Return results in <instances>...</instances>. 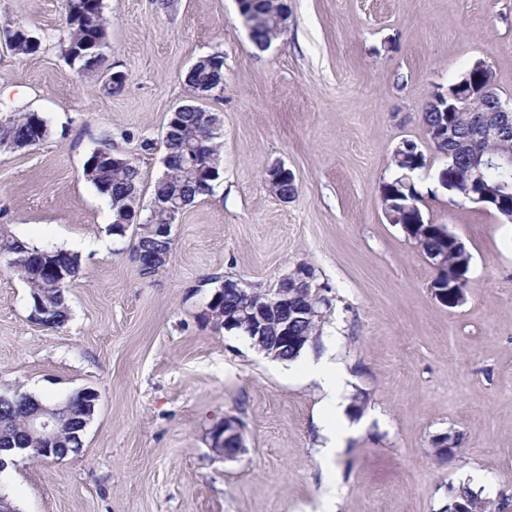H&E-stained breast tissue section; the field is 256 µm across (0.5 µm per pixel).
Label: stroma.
Returning a JSON list of instances; mask_svg holds the SVG:
<instances>
[{"label": "stroma", "mask_w": 512, "mask_h": 512, "mask_svg": "<svg viewBox=\"0 0 512 512\" xmlns=\"http://www.w3.org/2000/svg\"><path fill=\"white\" fill-rule=\"evenodd\" d=\"M104 4L106 62L87 76L64 52L65 0H0V27L40 39L27 56L0 43V112H36L52 128L0 151V228L80 260L57 329L34 321L27 288L0 265V389L98 395L82 450L18 459L0 493L18 512H444L464 482L488 512H512V224L450 201L447 159L422 122L432 96L479 61L512 98V0H288L265 48L236 0ZM216 52L224 91L200 105L221 120L220 175L147 278L84 165L111 136L151 195L169 117L192 100L186 75ZM116 71L127 81L112 93ZM405 140L426 157L415 176L425 220L472 256L455 308L435 299L436 268L385 214ZM276 163L295 177L285 202L264 182ZM299 263L332 300L318 349L285 366L214 324L211 278L265 291ZM324 358L342 368L344 402L367 398L345 413L331 457L322 430L334 413L304 379ZM227 417L245 446L233 461L210 447ZM445 433L462 438L447 463L434 454Z\"/></svg>", "instance_id": "obj_1"}]
</instances>
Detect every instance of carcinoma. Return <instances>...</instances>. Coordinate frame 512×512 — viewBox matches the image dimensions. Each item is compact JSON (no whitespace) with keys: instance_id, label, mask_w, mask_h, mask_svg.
Here are the masks:
<instances>
[{"instance_id":"cac0c4a2","label":"carcinoma","mask_w":512,"mask_h":512,"mask_svg":"<svg viewBox=\"0 0 512 512\" xmlns=\"http://www.w3.org/2000/svg\"><path fill=\"white\" fill-rule=\"evenodd\" d=\"M66 27L68 28V43L65 53L71 64L78 66L81 72L89 74L102 67V59L89 58L81 60L78 52L85 51L86 46L99 42L106 45L107 19L104 15L103 0H65ZM257 13L261 14L262 22L253 36V41L259 47L272 42L277 37L280 28L273 9L272 0H257ZM17 39L12 41L11 51L17 55L34 53L24 34L28 28L17 24L14 26ZM224 61L219 53H213L199 58L188 73V83L196 95L220 96L216 89L220 74L214 70L215 61ZM441 107L433 102L426 104L422 113L423 123L430 129L442 121ZM486 118L483 112H456L453 115L454 133L446 139L434 142L435 149L442 155H447L453 162L448 176L455 181L457 190L452 192L456 197L480 183L504 182L512 183V168L475 167V157L485 153L491 154L497 149V144L478 139L482 120ZM52 135L48 121L35 112H9L0 115V150H13L43 142ZM221 129L208 123L205 113L187 104L184 108L172 114L164 140L166 154L176 165L165 169L153 186L152 197L165 199L176 206L187 208L198 197L209 195L213 191L214 178L210 169L206 168L207 154L220 156L222 143L219 141ZM204 143L209 153H199L198 143ZM117 152L112 144L104 141L94 149L93 155L84 166V176L101 194L109 199L112 211V223L130 218L132 208L138 206L142 195L141 173L137 165L114 167L112 157ZM398 179L384 184L383 202L401 213V221L405 224H422L424 217L419 206L421 197L416 187L411 191L397 187ZM169 223V211L160 207L149 211L140 221L142 227L134 234L131 250L153 251L158 242L153 239L150 224ZM414 241L426 255L447 252L446 261L453 262L458 258L452 243L447 241V232L440 226L433 225ZM40 248L31 246L21 239L0 230V255L7 256V265L29 289V297L48 287L32 267L31 256ZM68 304H55L52 311L45 315L41 325L48 328H60L68 320ZM33 400L27 392L14 389L0 391V420L7 422L9 432L14 434L24 422L25 415L22 406ZM458 504H464L467 512H486V506L477 493L465 484L453 486L448 492L446 512H454Z\"/></svg>"}]
</instances>
